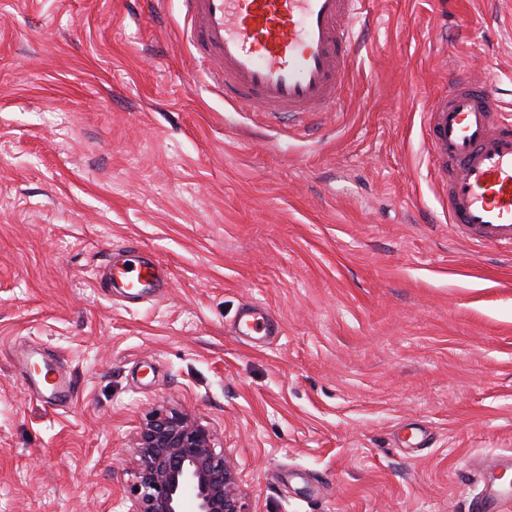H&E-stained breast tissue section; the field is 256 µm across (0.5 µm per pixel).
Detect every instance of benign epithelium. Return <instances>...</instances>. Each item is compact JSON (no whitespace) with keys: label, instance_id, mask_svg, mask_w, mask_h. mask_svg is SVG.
<instances>
[{"label":"benign epithelium","instance_id":"1","mask_svg":"<svg viewBox=\"0 0 512 512\" xmlns=\"http://www.w3.org/2000/svg\"><path fill=\"white\" fill-rule=\"evenodd\" d=\"M129 512H249L235 463L188 411H156L134 446Z\"/></svg>","mask_w":512,"mask_h":512}]
</instances>
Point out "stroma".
Segmentation results:
<instances>
[{
	"mask_svg": "<svg viewBox=\"0 0 512 512\" xmlns=\"http://www.w3.org/2000/svg\"><path fill=\"white\" fill-rule=\"evenodd\" d=\"M365 7L338 110L303 122L201 75L182 0H0V512H128L162 407L249 512H482L480 462L512 456V254L449 224L424 114L461 78L512 111V0ZM132 246L162 294L98 287ZM248 303L276 336L233 332ZM30 382L38 389L46 390L55 402L61 403L68 400L71 396V387L69 380L64 376L63 372L57 367L56 377L47 382L46 377L43 381L41 379L31 377Z\"/></svg>",
	"mask_w": 512,
	"mask_h": 512,
	"instance_id": "stroma-1",
	"label": "stroma"
}]
</instances>
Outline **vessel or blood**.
<instances>
[{
    "label": "vessel or blood",
    "mask_w": 512,
    "mask_h": 512,
    "mask_svg": "<svg viewBox=\"0 0 512 512\" xmlns=\"http://www.w3.org/2000/svg\"><path fill=\"white\" fill-rule=\"evenodd\" d=\"M197 60L225 97L255 112L308 117L335 110L359 47L351 21L361 0H184ZM428 143L446 192L448 221L473 243L512 252V113L485 85H451L425 114ZM110 286L126 296L158 293V264H109ZM58 403L71 396L64 374L33 379ZM483 512H502V463L483 464Z\"/></svg>",
    "instance_id": "vessel-or-blood-1"
}]
</instances>
